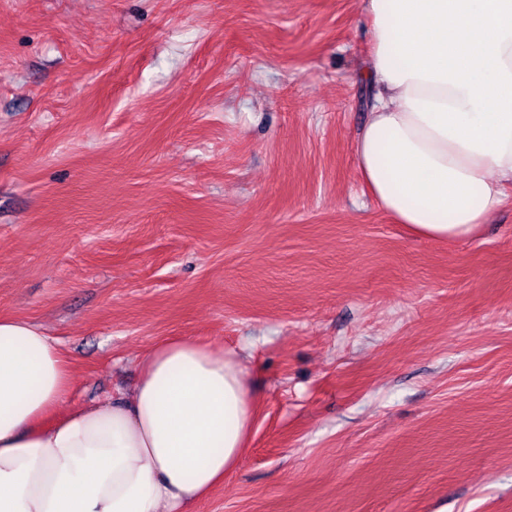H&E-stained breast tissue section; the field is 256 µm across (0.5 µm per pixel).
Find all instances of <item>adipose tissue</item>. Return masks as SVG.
Returning <instances> with one entry per match:
<instances>
[{
  "label": "adipose tissue",
  "mask_w": 512,
  "mask_h": 512,
  "mask_svg": "<svg viewBox=\"0 0 512 512\" xmlns=\"http://www.w3.org/2000/svg\"><path fill=\"white\" fill-rule=\"evenodd\" d=\"M368 116L354 143L415 237L474 235L512 189V0H362ZM67 359L0 319V512H192L240 463L256 399L241 354L178 336L127 395L64 411Z\"/></svg>",
  "instance_id": "adipose-tissue-1"
}]
</instances>
